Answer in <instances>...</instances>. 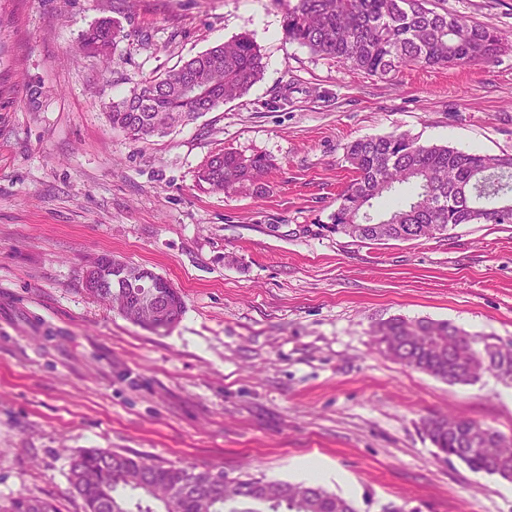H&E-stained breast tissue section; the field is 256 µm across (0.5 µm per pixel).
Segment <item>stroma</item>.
Returning <instances> with one entry per match:
<instances>
[{"instance_id":"35a3bbf8","label":"stroma","mask_w":512,"mask_h":512,"mask_svg":"<svg viewBox=\"0 0 512 512\" xmlns=\"http://www.w3.org/2000/svg\"><path fill=\"white\" fill-rule=\"evenodd\" d=\"M438 5L498 31V61L383 80L285 41L282 0H0V504L83 512L69 461L102 448L289 482L315 456L357 512H512V481L424 430L451 413L512 436V383L450 384L373 342L400 317L512 346V224L385 244L325 228L357 138L512 155V0ZM103 18L110 56H77ZM245 33L266 63L246 95L149 142L107 123L144 77ZM225 150L270 161L264 195L198 186ZM100 254L173 282L182 319L156 334L91 297ZM1 512H55L49 503L25 496L13 497L8 505L0 508Z\"/></svg>"}]
</instances>
